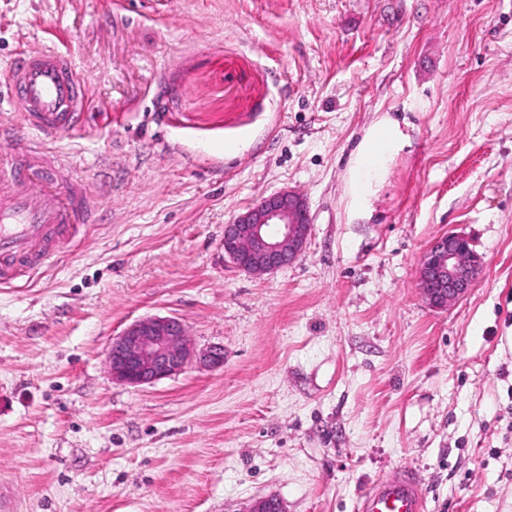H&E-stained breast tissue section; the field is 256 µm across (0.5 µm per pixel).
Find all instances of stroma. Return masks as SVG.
<instances>
[{"instance_id":"obj_1","label":"stroma","mask_w":512,"mask_h":512,"mask_svg":"<svg viewBox=\"0 0 512 512\" xmlns=\"http://www.w3.org/2000/svg\"><path fill=\"white\" fill-rule=\"evenodd\" d=\"M46 45L97 216L0 286V512H354L405 464L428 512H512V0H0V74ZM283 189L305 252L238 270L225 224ZM448 231L484 270L444 310L418 271ZM155 315L223 366L114 382ZM397 134V129L391 124L379 127L361 152L355 173L368 175L375 171L384 159L385 153L392 148Z\"/></svg>"}]
</instances>
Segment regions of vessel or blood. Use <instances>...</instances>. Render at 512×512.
Returning <instances> with one entry per match:
<instances>
[{
    "label": "vessel or blood",
    "instance_id": "1",
    "mask_svg": "<svg viewBox=\"0 0 512 512\" xmlns=\"http://www.w3.org/2000/svg\"><path fill=\"white\" fill-rule=\"evenodd\" d=\"M6 95L23 128L40 133L32 150L7 134L0 165V284L12 283L51 259L64 241L77 238L95 217L88 184L69 165L53 166L62 135L82 126V86L69 58L51 48L22 55L9 68ZM356 512H425L423 478L410 465L397 467L360 497Z\"/></svg>",
    "mask_w": 512,
    "mask_h": 512
}]
</instances>
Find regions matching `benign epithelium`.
Here are the masks:
<instances>
[{
    "mask_svg": "<svg viewBox=\"0 0 512 512\" xmlns=\"http://www.w3.org/2000/svg\"><path fill=\"white\" fill-rule=\"evenodd\" d=\"M312 217L300 193L284 189L262 198L224 227V252L251 275L273 273L296 261L305 251ZM482 258L468 239L450 231L436 237L419 264V289L436 309L465 298L479 282ZM206 367L224 364V349L199 351L181 319L151 316L134 321L109 348L112 381L138 387L181 373L191 362Z\"/></svg>",
    "mask_w": 512,
    "mask_h": 512,
    "instance_id": "1",
    "label": "benign epithelium"
}]
</instances>
